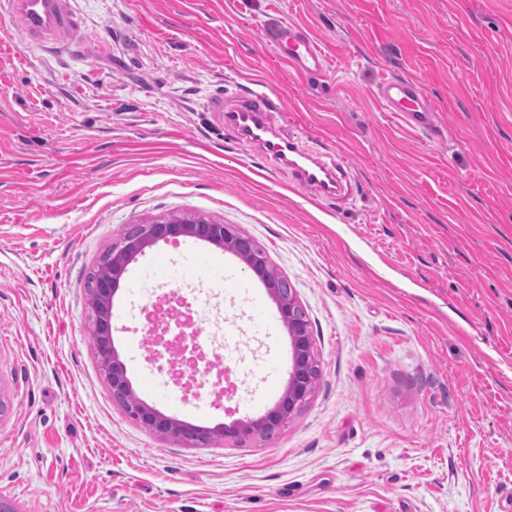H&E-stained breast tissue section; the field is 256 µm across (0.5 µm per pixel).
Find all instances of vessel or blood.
<instances>
[{"label":"vessel or blood","mask_w":512,"mask_h":512,"mask_svg":"<svg viewBox=\"0 0 512 512\" xmlns=\"http://www.w3.org/2000/svg\"><path fill=\"white\" fill-rule=\"evenodd\" d=\"M9 20L28 34L55 38L73 31L75 23L67 0H5ZM280 58L305 78H317L327 69V57L316 42L297 26L286 24L265 32ZM377 98L385 111L405 122L426 128L431 124L433 108L420 84L407 78L384 79L377 88ZM247 103L236 110H225L223 102L212 103L211 109L223 113L224 121L241 137L270 148L275 158L293 171L300 184L319 188L322 196L337 194L340 182L348 174L344 158L330 161L302 152L294 139L276 138L272 112L275 103L265 89L248 90Z\"/></svg>","instance_id":"1"}]
</instances>
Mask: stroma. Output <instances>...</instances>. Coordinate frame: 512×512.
<instances>
[{
	"mask_svg": "<svg viewBox=\"0 0 512 512\" xmlns=\"http://www.w3.org/2000/svg\"><path fill=\"white\" fill-rule=\"evenodd\" d=\"M59 41L0 21V500L15 512H512V0H67ZM328 59L291 73L264 31ZM420 83L433 133L376 98ZM265 85L284 135L351 170L340 196L225 127ZM238 225L288 279L319 376L271 437L164 440L112 399L87 282L129 225ZM180 288L232 404L175 387L148 313ZM112 336L136 394L215 428L259 417L290 342L235 255L187 238L127 268ZM274 317L273 326L259 316ZM264 38L274 45L280 58L302 77L318 78L326 72V55L299 27L285 24L265 32Z\"/></svg>",
	"mask_w": 512,
	"mask_h": 512,
	"instance_id": "obj_1",
	"label": "stroma"
}]
</instances>
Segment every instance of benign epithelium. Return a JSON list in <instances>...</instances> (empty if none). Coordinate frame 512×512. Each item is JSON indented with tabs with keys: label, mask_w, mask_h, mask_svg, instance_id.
<instances>
[{
	"label": "benign epithelium",
	"mask_w": 512,
	"mask_h": 512,
	"mask_svg": "<svg viewBox=\"0 0 512 512\" xmlns=\"http://www.w3.org/2000/svg\"><path fill=\"white\" fill-rule=\"evenodd\" d=\"M182 237L203 240L236 255L251 273L262 279L268 295L277 306L291 344L288 381L276 404L256 419L240 421L215 432L187 425L140 399L113 345V298L127 266L147 247L161 240L177 242ZM268 268L269 261L264 251L237 225L223 224L201 215L160 218L145 224H134L106 249L100 258L98 288L94 306L91 307L92 337L100 369L112 390V399L131 419L166 440L197 447L209 442L216 434L234 440L251 434L270 437L308 404L317 380L314 369L318 367L311 324L295 289L268 277Z\"/></svg>",
	"instance_id": "obj_1"
}]
</instances>
